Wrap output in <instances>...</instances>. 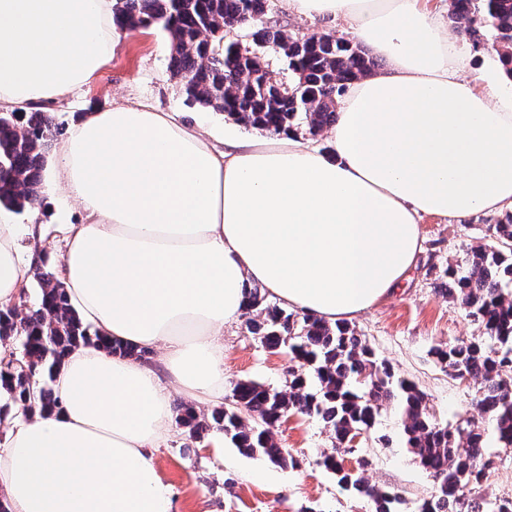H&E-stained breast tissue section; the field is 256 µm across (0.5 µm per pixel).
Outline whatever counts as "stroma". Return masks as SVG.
Masks as SVG:
<instances>
[{"label":"stroma","mask_w":512,"mask_h":512,"mask_svg":"<svg viewBox=\"0 0 512 512\" xmlns=\"http://www.w3.org/2000/svg\"><path fill=\"white\" fill-rule=\"evenodd\" d=\"M170 40L151 26L132 32L117 31L115 49L96 79L66 97L42 103L61 131L88 112L105 111L125 101H145L187 122H202L210 135L223 138L253 136L224 115L189 103L168 72ZM77 204L61 205L48 195L14 212L16 223L43 227L40 253L47 268L58 272L64 248L59 227L79 220ZM499 211H482L456 220L422 215L423 251L415 269L394 292L351 322L389 362L397 376L413 381L427 398L440 424L474 420L485 431V458L489 466L478 488L488 500L512 498V447L497 439L493 421L475 406L477 383L450 376L437 362L435 347L471 339L479 330L473 319L439 291L447 267L466 264L472 247L489 243L488 227ZM292 362L287 351L270 352L249 333L245 320L224 327V386L252 380L283 388ZM276 440L288 448L293 465L279 467L245 456L232 444L212 445L211 437L197 439L175 427L172 437L156 451L158 473L172 491L173 512H370L369 502L338 486L323 459L332 443L330 433L316 417L289 413L274 429ZM346 467L367 460L366 475L373 483L393 488L401 497L397 512H417L429 497L433 481L405 444L399 402L383 407L369 436L343 455Z\"/></svg>","instance_id":"1"}]
</instances>
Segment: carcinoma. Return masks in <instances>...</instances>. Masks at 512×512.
Here are the masks:
<instances>
[{
    "label": "carcinoma",
    "instance_id": "1",
    "mask_svg": "<svg viewBox=\"0 0 512 512\" xmlns=\"http://www.w3.org/2000/svg\"><path fill=\"white\" fill-rule=\"evenodd\" d=\"M268 11V0H117L113 20L121 30L154 25L168 34L169 72L189 101L260 132L288 134L303 127L315 136L335 123L337 98L347 84L374 72L376 62L358 44L292 32ZM448 21L468 24L472 40L480 28L491 27L499 62L512 73V0H450ZM249 40L282 55L293 80L263 87L253 79L259 61L239 49ZM56 131L41 110L0 113V205L21 210L37 200ZM489 230L502 248H472L466 266L448 267L451 282L444 289L479 322L484 336L438 347L434 354L451 375L480 381L478 410L494 422L499 442L512 447V294L503 288L512 283V212ZM45 265L42 258L34 268L38 307L0 311V340L22 345L21 356L0 365V392L32 415L59 405L53 373L78 345L146 359L144 350L90 332ZM246 315L255 339L272 352L289 348L293 360L312 369L316 387L307 390L295 369L288 370L282 389L239 380L231 403L209 417L177 405L176 423L191 436L218 431L242 454L286 466L293 457L272 428L290 412L314 415L332 435L333 451L324 463L338 483L370 502L374 512H394L398 494L370 483L364 466L345 467L340 456L353 436L371 432L382 407L400 395L407 443L434 485L419 512H512V499L492 503L476 494L486 467L480 428L435 422L426 395L377 361L347 322L287 313L267 304L258 288L248 292Z\"/></svg>",
    "mask_w": 512,
    "mask_h": 512
}]
</instances>
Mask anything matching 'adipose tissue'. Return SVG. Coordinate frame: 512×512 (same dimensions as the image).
<instances>
[{"label":"adipose tissue","instance_id":"obj_1","mask_svg":"<svg viewBox=\"0 0 512 512\" xmlns=\"http://www.w3.org/2000/svg\"><path fill=\"white\" fill-rule=\"evenodd\" d=\"M116 0H0V107L28 108L89 84L111 58ZM345 22L386 63L350 82L328 157L302 137L214 146L199 125L141 102L73 123L43 179L83 212L64 227L59 282L100 336L161 351L153 366L96 346L71 350L54 411L0 418L7 512H171L154 450L172 432V392L224 402V327L258 284L334 322L369 310L422 251L424 214L512 207V77L470 54L420 0H283ZM38 224L0 216V310L31 280L20 240Z\"/></svg>","mask_w":512,"mask_h":512}]
</instances>
